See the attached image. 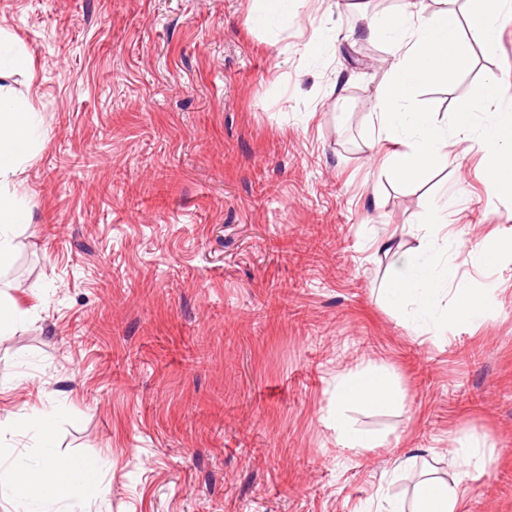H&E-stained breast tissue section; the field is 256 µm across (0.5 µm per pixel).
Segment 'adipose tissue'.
<instances>
[{"mask_svg": "<svg viewBox=\"0 0 512 512\" xmlns=\"http://www.w3.org/2000/svg\"><path fill=\"white\" fill-rule=\"evenodd\" d=\"M384 33L392 45L394 62L377 95L374 112L381 138L394 146L385 164L389 175L399 181L415 179L447 157L448 139L453 136L461 142H478L493 156L487 176L490 184L512 185V113L500 108L508 91L502 79L491 78L487 95L473 101L468 111L458 113L449 127L411 104L417 89L447 81L469 56L470 44L456 12L445 9L427 18L408 8L385 26ZM475 112H493L497 118L478 124L471 118ZM46 136L39 114L0 86V275L13 262L18 227L32 221L29 197L12 189L11 182L24 171ZM423 222L432 232L443 230L448 223L447 199L427 209ZM432 232L418 248L396 253L385 298L392 307L411 308L413 321L426 322L439 335L449 325L481 318L487 302L480 291L458 281L454 267L438 266V247L458 250L463 244L461 236L446 234L439 242ZM335 398L338 442L353 450L380 447L381 439L352 427L344 411L350 406L395 407L393 378L387 368L368 366L341 377ZM55 415L50 406L36 411L29 423L37 434L36 445L0 469V501L9 504L11 512H47L48 505L72 501L102 502L110 493L99 475L100 465H84L58 454L53 435ZM455 464L457 473L452 481L424 477L416 484L411 502L387 500L384 512H458L461 486L483 471L485 453L480 446H470L457 455Z\"/></svg>", "mask_w": 512, "mask_h": 512, "instance_id": "obj_1", "label": "adipose tissue"}]
</instances>
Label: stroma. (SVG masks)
<instances>
[{
    "label": "stroma",
    "mask_w": 512,
    "mask_h": 512,
    "mask_svg": "<svg viewBox=\"0 0 512 512\" xmlns=\"http://www.w3.org/2000/svg\"><path fill=\"white\" fill-rule=\"evenodd\" d=\"M253 3L0 0L32 58L4 80L48 131L17 183L33 222L7 273L23 321L0 335V453H27L14 425L52 406L61 455L110 462L107 501L69 512H375L478 442L460 512H512V255L440 254L490 295L482 321L435 336L385 302L394 258L376 247H418L446 189L483 248L512 234V187L473 142L408 184L383 170L373 102L393 55L368 25L406 0H301L285 32L255 26ZM499 24L495 51L414 107L450 123L512 80V0ZM370 365L400 406L348 410L383 440L357 452L333 391Z\"/></svg>",
    "instance_id": "1"
}]
</instances>
